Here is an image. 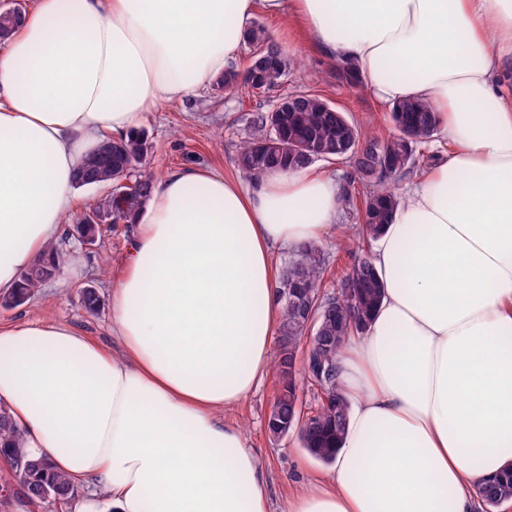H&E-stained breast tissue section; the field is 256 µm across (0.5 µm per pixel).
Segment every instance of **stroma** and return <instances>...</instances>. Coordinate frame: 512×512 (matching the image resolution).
I'll list each match as a JSON object with an SVG mask.
<instances>
[{"label":"stroma","mask_w":512,"mask_h":512,"mask_svg":"<svg viewBox=\"0 0 512 512\" xmlns=\"http://www.w3.org/2000/svg\"><path fill=\"white\" fill-rule=\"evenodd\" d=\"M253 21L263 25L291 55L293 66L288 75L277 87L260 94L244 87L224 91L212 84L183 102L163 103L158 111L148 115L143 125L153 144L143 165L144 171L161 177L177 167L199 165L229 177L238 176L235 157L245 138L244 115L258 108L271 109L279 98L299 92L322 96L365 130H392L389 106L380 104L367 84L350 87L340 83L331 63L306 42L288 15L274 17L260 10ZM358 222L354 201L344 202L336 230L322 240L331 256L326 288H335L337 277L350 270L355 252L373 248L372 242L358 236H340V229ZM134 231L131 224L113 225L102 247L93 252L82 250L77 242H70V256L60 275L26 305L0 308V325L52 319L70 324L104 348L115 347L110 304L112 288L121 274L127 243ZM88 284L94 285L105 301L95 315L85 312L79 299L80 289ZM275 393L274 377H265L231 416L267 469L270 512H281L289 494L303 488L314 477L327 474L328 467L312 459L296 437L278 441L269 437L267 419Z\"/></svg>","instance_id":"stroma-1"}]
</instances>
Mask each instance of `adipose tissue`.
Here are the masks:
<instances>
[{
	"instance_id": "1",
	"label": "adipose tissue",
	"mask_w": 512,
	"mask_h": 512,
	"mask_svg": "<svg viewBox=\"0 0 512 512\" xmlns=\"http://www.w3.org/2000/svg\"><path fill=\"white\" fill-rule=\"evenodd\" d=\"M259 5L379 102L429 103L448 144L377 240L385 296L337 355L331 470L283 512H477L479 481L512 466V0H37L0 51V290L56 241L83 159L223 74ZM340 207L309 166L246 187L169 171L132 218L117 350L58 321L0 328V405L26 448L113 512H270L224 412L271 368L274 251Z\"/></svg>"
}]
</instances>
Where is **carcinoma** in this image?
<instances>
[{
  "instance_id": "obj_1",
  "label": "carcinoma",
  "mask_w": 512,
  "mask_h": 512,
  "mask_svg": "<svg viewBox=\"0 0 512 512\" xmlns=\"http://www.w3.org/2000/svg\"><path fill=\"white\" fill-rule=\"evenodd\" d=\"M21 19L19 8L0 11V38L8 39ZM246 43L256 52L265 48L271 55L261 61L253 57L246 73L233 67L226 69L217 85L230 90L244 87L248 81L265 90L278 85L292 65L288 53L259 24L248 31ZM390 118L393 133L367 132L345 113L329 111L323 97L306 94L292 109L246 114L248 134L239 146L236 164L243 175L251 177L307 167L317 159L336 158L348 162L351 175L343 187V197L351 198L356 186L362 187L359 234L366 240L374 239L391 223V214L399 203L397 194L387 187L388 181L414 169L416 148L428 142L436 132L435 112L424 101L402 100L391 107ZM151 149L149 137L139 131L125 139L103 141L80 165L79 170L94 173L92 185L111 189L96 207H106L112 215V223L128 221L151 197L155 188L152 175L125 173L128 165L141 164ZM49 257L51 262L43 264V268L48 272L60 271L69 258L65 240L50 244ZM327 269V254L317 241L294 250L285 263L279 287L296 281L313 289L321 303L330 305L338 317L327 321L320 318L311 326L299 314L296 303L281 300V322L273 362L282 412L300 425L297 439L301 448L325 465L331 464L334 451L344 438L348 403L336 376L324 385L334 403L304 412L298 394V377L303 375L298 355L314 356L315 347H307L309 336H325L331 342V361H336L345 338L366 331L385 293L384 282L367 253L355 256L350 271L340 277L331 292L326 291L324 285ZM45 285L46 281L40 276L21 275L11 294L3 298V304L8 306L22 299L28 302ZM81 298V304L91 314L103 306V299L95 288L81 291ZM0 440L7 444L3 449L4 464L18 483L16 494L0 496V505L7 506L16 499L27 512L52 509L57 512L72 505L74 488L68 478L54 470L48 456L35 457L29 453L20 430L7 408L1 405ZM479 494L484 506L490 508L512 499V471L483 480Z\"/></svg>"
}]
</instances>
